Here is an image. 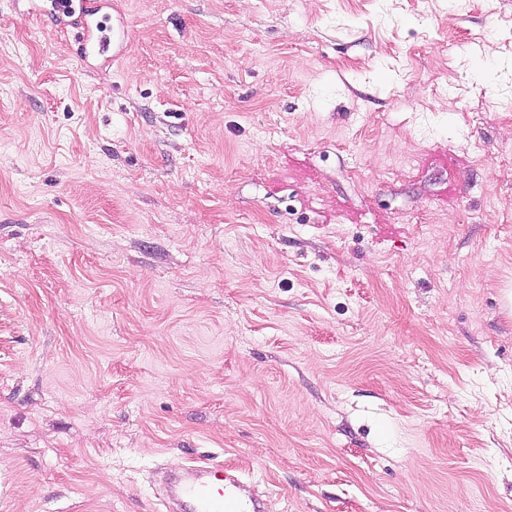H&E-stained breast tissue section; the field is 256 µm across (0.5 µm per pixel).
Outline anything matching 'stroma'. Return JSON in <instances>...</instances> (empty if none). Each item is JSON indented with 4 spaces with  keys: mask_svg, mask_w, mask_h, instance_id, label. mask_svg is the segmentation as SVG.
<instances>
[{
    "mask_svg": "<svg viewBox=\"0 0 512 512\" xmlns=\"http://www.w3.org/2000/svg\"><path fill=\"white\" fill-rule=\"evenodd\" d=\"M0 0V512H512V0ZM106 0H80L78 3H52V15L62 26V30L71 27L75 30L74 44L83 61L89 57L108 62L124 54L126 49V30L123 20H116V25H104L107 16L100 17ZM102 28L107 31V38L102 37ZM193 469L204 478L177 486L175 499L180 512H263V495L243 499L237 479L226 478L205 461L197 462Z\"/></svg>",
    "mask_w": 512,
    "mask_h": 512,
    "instance_id": "35a3bbf8",
    "label": "stroma"
}]
</instances>
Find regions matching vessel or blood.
I'll use <instances>...</instances> for the list:
<instances>
[{
	"label": "vessel or blood",
	"instance_id": "obj_1",
	"mask_svg": "<svg viewBox=\"0 0 512 512\" xmlns=\"http://www.w3.org/2000/svg\"><path fill=\"white\" fill-rule=\"evenodd\" d=\"M106 0H70L62 4L54 0L52 14L59 26L74 29V43L81 58L109 60L124 54V23L105 25L101 11ZM200 480L177 486L176 506L179 512H263L262 495L243 499L236 479L223 476L205 461L195 466Z\"/></svg>",
	"mask_w": 512,
	"mask_h": 512
}]
</instances>
